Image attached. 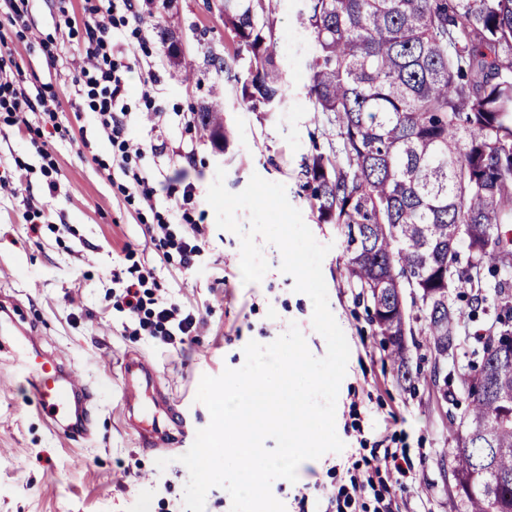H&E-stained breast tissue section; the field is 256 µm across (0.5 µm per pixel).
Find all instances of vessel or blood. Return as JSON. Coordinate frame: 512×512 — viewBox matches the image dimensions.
<instances>
[{"instance_id":"1","label":"vessel or blood","mask_w":512,"mask_h":512,"mask_svg":"<svg viewBox=\"0 0 512 512\" xmlns=\"http://www.w3.org/2000/svg\"><path fill=\"white\" fill-rule=\"evenodd\" d=\"M32 331L21 326L12 313L0 316V352L8 351L12 362L22 371L20 386L30 390L41 412L54 429L85 439L91 434L87 420L69 422L61 411L71 396L87 394L88 389L79 370L66 368L58 359L40 354L34 346ZM123 394L127 407H134L141 390L152 377L148 363L138 357H126L123 368Z\"/></svg>"}]
</instances>
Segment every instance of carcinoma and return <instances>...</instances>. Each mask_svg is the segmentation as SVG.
<instances>
[{
    "label": "carcinoma",
    "mask_w": 512,
    "mask_h": 512,
    "mask_svg": "<svg viewBox=\"0 0 512 512\" xmlns=\"http://www.w3.org/2000/svg\"><path fill=\"white\" fill-rule=\"evenodd\" d=\"M306 10L308 94L324 141L302 188L318 222L341 227L348 279L409 381L403 333L425 339L437 362L456 347L449 288L469 286L473 315L484 289L512 294L501 277L512 270V0H306ZM274 14V0H224L232 52L206 59L251 112L283 96ZM195 121L227 145L217 104ZM495 335L479 336V362L460 376L468 405L448 470L465 512H512V347Z\"/></svg>",
    "instance_id": "cac0c4a2"
}]
</instances>
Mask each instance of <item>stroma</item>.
I'll return each mask as SVG.
<instances>
[{
	"instance_id": "obj_1",
	"label": "stroma",
	"mask_w": 512,
	"mask_h": 512,
	"mask_svg": "<svg viewBox=\"0 0 512 512\" xmlns=\"http://www.w3.org/2000/svg\"><path fill=\"white\" fill-rule=\"evenodd\" d=\"M112 9L114 40L125 51L132 136L145 145L167 146L128 162L167 176L149 204L128 194L113 148L75 95L90 19L85 0L69 4L76 20L70 31L57 26L56 0H0V56L17 64L29 95L56 99L53 114L39 110L26 118L54 159L59 187L57 198L48 199L30 133L0 122V174L19 182L16 193L0 192V302L34 328L39 349L77 367L93 393L92 434L72 440L46 424L28 390L0 388V512H183L189 474L179 457L188 447L144 448L129 430L121 372L128 353L145 358L156 376L142 390L138 419L163 428L173 408L186 412L197 430L210 422L196 400L201 377L241 368L249 341L269 344L294 323L311 353L325 355L327 343L312 326L313 304L281 272L275 246H262L270 265L262 281L243 283L240 239L218 229L206 200L220 168L234 193L255 174L284 184L315 239L329 245L322 263L329 307L350 348L335 421L344 450L302 462L296 482L275 480L274 497L286 512H318L323 496L350 488L355 461L371 458L377 448H402L407 493L396 496V473L381 471L374 491L363 495L367 512L377 492L393 493L392 512H459L448 474L455 448L450 419L467 406L459 376L469 369L476 334L495 323L504 301L485 289L483 308L473 316L458 289H449V303L461 311L453 358L435 363L425 341L409 343L408 365L416 379L398 382L369 322L366 298L346 281L340 226L319 223L301 189L315 130L307 94L315 42L305 0H277L284 92L268 119L247 110L222 70L205 66V55L226 56L230 40L204 0H139V18L128 23L123 7ZM165 34L178 39L183 58L193 65L192 78L169 60L161 41ZM216 87L224 91V121L234 130L223 150L193 121L195 108ZM189 183L196 187L187 204L190 222L170 225L168 241L160 242L157 216L182 202ZM193 223L201 227L203 251L196 270L188 271L179 245ZM146 268L154 273L148 296L196 319L190 343L172 345L125 331L130 317L118 299L120 285ZM435 366L438 381L427 384ZM160 458L167 459L166 468L157 467Z\"/></svg>"
}]
</instances>
